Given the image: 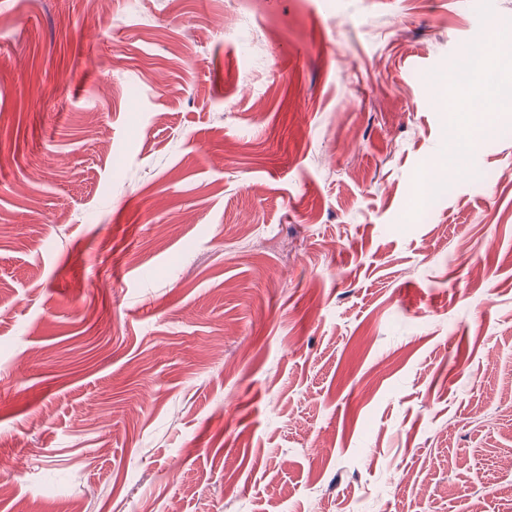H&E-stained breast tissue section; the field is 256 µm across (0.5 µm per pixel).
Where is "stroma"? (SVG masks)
<instances>
[{
  "instance_id": "stroma-1",
  "label": "stroma",
  "mask_w": 512,
  "mask_h": 512,
  "mask_svg": "<svg viewBox=\"0 0 512 512\" xmlns=\"http://www.w3.org/2000/svg\"><path fill=\"white\" fill-rule=\"evenodd\" d=\"M261 3L0 0V512H512V0Z\"/></svg>"
}]
</instances>
